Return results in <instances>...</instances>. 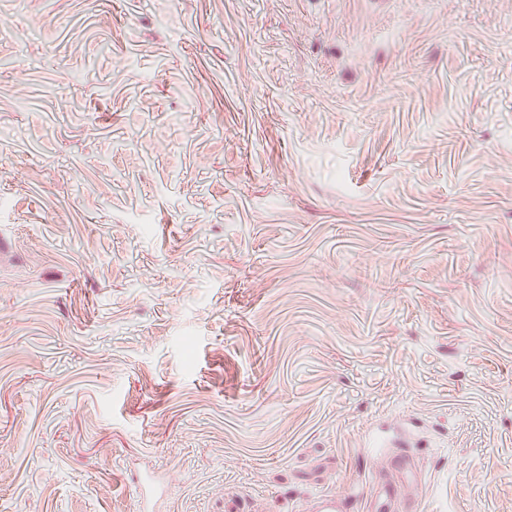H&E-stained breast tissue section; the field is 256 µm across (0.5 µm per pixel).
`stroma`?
<instances>
[{"label": "stroma", "instance_id": "obj_1", "mask_svg": "<svg viewBox=\"0 0 512 512\" xmlns=\"http://www.w3.org/2000/svg\"><path fill=\"white\" fill-rule=\"evenodd\" d=\"M0 241V512H512V0H0ZM375 506L379 512L421 511L418 504L402 503L398 497L397 486L392 481L378 482L370 492ZM394 505L398 506L395 507ZM365 492L351 489L346 493H327L317 496L308 508L311 512H354L363 511Z\"/></svg>", "mask_w": 512, "mask_h": 512}]
</instances>
